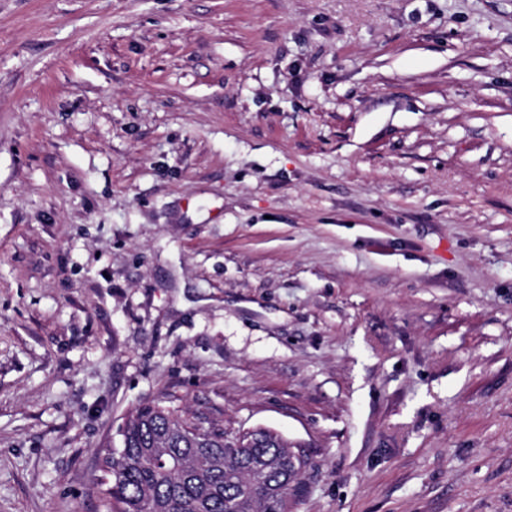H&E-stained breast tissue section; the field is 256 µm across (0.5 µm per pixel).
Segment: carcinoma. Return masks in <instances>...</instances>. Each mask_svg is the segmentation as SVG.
Wrapping results in <instances>:
<instances>
[{"mask_svg":"<svg viewBox=\"0 0 512 512\" xmlns=\"http://www.w3.org/2000/svg\"><path fill=\"white\" fill-rule=\"evenodd\" d=\"M105 458L110 512H288L308 465L295 444L264 428L226 427L148 401L120 427Z\"/></svg>","mask_w":512,"mask_h":512,"instance_id":"1","label":"carcinoma"}]
</instances>
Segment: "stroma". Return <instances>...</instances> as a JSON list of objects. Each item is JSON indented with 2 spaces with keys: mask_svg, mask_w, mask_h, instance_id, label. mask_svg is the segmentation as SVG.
<instances>
[{
  "mask_svg": "<svg viewBox=\"0 0 512 512\" xmlns=\"http://www.w3.org/2000/svg\"><path fill=\"white\" fill-rule=\"evenodd\" d=\"M152 397L512 512V0H0V512Z\"/></svg>",
  "mask_w": 512,
  "mask_h": 512,
  "instance_id": "obj_1",
  "label": "stroma"
}]
</instances>
